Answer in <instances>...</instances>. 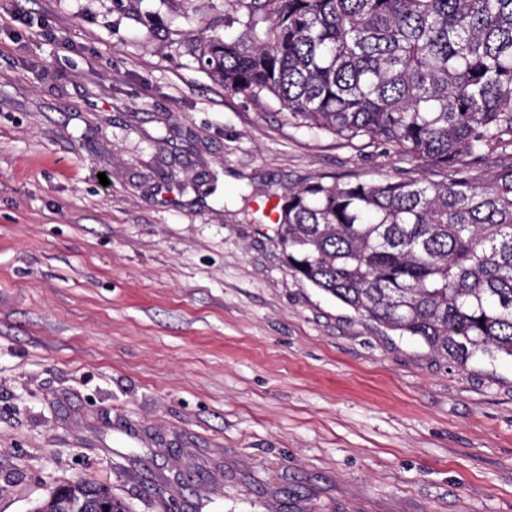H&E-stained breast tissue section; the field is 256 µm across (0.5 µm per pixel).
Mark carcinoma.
<instances>
[{
    "mask_svg": "<svg viewBox=\"0 0 512 512\" xmlns=\"http://www.w3.org/2000/svg\"><path fill=\"white\" fill-rule=\"evenodd\" d=\"M221 2L198 61L224 89L449 172L288 191L275 229L288 270L459 364L512 358V164L471 175L512 148V0ZM32 512L133 509L76 478ZM511 152V148L507 149L506 152L501 149L490 152L486 155V159L483 163L474 167L472 174L478 181L486 179L491 172L495 171L501 165L508 164L511 161L510 156L508 155V153Z\"/></svg>",
    "mask_w": 512,
    "mask_h": 512,
    "instance_id": "1",
    "label": "carcinoma"
}]
</instances>
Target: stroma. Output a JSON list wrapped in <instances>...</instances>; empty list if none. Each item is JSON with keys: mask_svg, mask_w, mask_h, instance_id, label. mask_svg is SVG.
Listing matches in <instances>:
<instances>
[{"mask_svg": "<svg viewBox=\"0 0 512 512\" xmlns=\"http://www.w3.org/2000/svg\"><path fill=\"white\" fill-rule=\"evenodd\" d=\"M204 34L185 0H0V512L79 476L134 512H512V360L361 317L254 208L447 170L224 90Z\"/></svg>", "mask_w": 512, "mask_h": 512, "instance_id": "35a3bbf8", "label": "stroma"}]
</instances>
